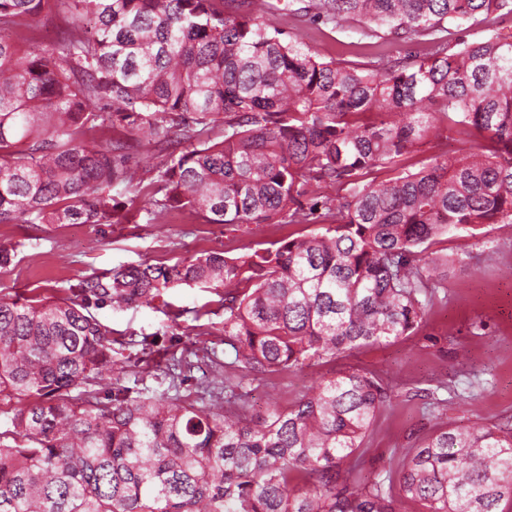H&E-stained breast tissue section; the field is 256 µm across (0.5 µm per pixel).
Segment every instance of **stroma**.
I'll list each match as a JSON object with an SVG mask.
<instances>
[{
	"instance_id": "stroma-1",
	"label": "stroma",
	"mask_w": 512,
	"mask_h": 512,
	"mask_svg": "<svg viewBox=\"0 0 512 512\" xmlns=\"http://www.w3.org/2000/svg\"><path fill=\"white\" fill-rule=\"evenodd\" d=\"M269 21L328 57L367 62L375 53L348 23L317 27L286 9L273 12ZM310 231L304 224H204L181 212L154 224L142 217L124 224H0V243L17 246L12 263L0 269V296L64 297L79 279L120 266L171 264L203 250L236 256ZM432 249L448 256V278L437 288L420 329L361 347L350 358L376 373L391 393L369 429L365 453L344 465L351 479L384 474L444 425L512 427V224H489L475 236L446 235ZM96 316L112 331L113 360L136 353L132 336L152 340L157 374L145 383L150 396L167 391L166 365L193 351L197 333H206L216 353L224 351V310L211 289L174 288L151 305L106 306ZM338 368L336 362L314 359L301 369L253 382L251 415H264L274 403L293 405Z\"/></svg>"
}]
</instances>
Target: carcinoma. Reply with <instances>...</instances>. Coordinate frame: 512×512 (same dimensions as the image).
<instances>
[{"label": "carcinoma", "instance_id": "carcinoma-1", "mask_svg": "<svg viewBox=\"0 0 512 512\" xmlns=\"http://www.w3.org/2000/svg\"><path fill=\"white\" fill-rule=\"evenodd\" d=\"M0 0V33L69 25L22 49L0 37V224H122L144 190L133 150L158 148L152 221L317 224L236 257L201 251L86 277L71 296L0 297V512H504L512 430H439L383 479L351 481L389 389L346 364L292 407L249 417L259 377L410 336L448 256L444 235L512 224V0H294L317 25L406 46L376 65L326 59L266 19L271 0ZM490 35L471 42L468 29ZM107 115L126 133H91ZM467 129L484 152L404 160ZM381 170L390 177L377 180ZM333 187L335 196L321 194ZM127 197V202L120 197ZM222 288L224 349L209 405L144 396L112 361L91 306ZM112 369V388L93 389ZM66 23L65 18L63 17H50L44 19L38 26L35 32H33L30 36L32 37V41L30 43L21 41L18 37H14L12 34H6V36L14 37V41H21L23 47H28L31 44L38 45L40 43H48L49 40L55 37L58 30L64 26Z\"/></svg>", "mask_w": 512, "mask_h": 512}]
</instances>
